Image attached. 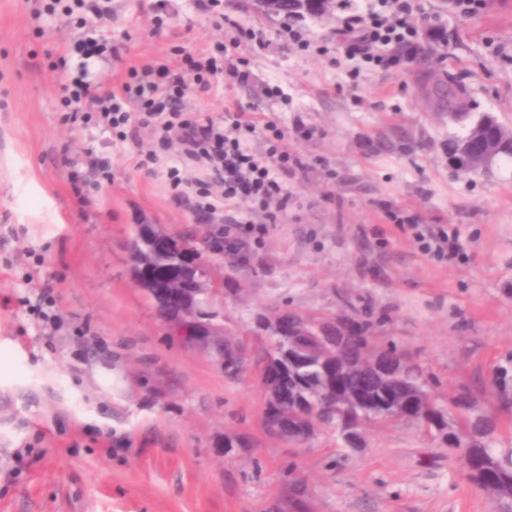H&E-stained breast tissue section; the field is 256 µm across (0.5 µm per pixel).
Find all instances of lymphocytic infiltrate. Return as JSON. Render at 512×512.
I'll return each mask as SVG.
<instances>
[{
  "label": "lymphocytic infiltrate",
  "mask_w": 512,
  "mask_h": 512,
  "mask_svg": "<svg viewBox=\"0 0 512 512\" xmlns=\"http://www.w3.org/2000/svg\"><path fill=\"white\" fill-rule=\"evenodd\" d=\"M380 2V8L367 14L344 17L338 34L349 55L384 69L399 61L386 53V46L414 54L418 29L411 21V0ZM65 14L75 17L81 31L58 67L67 121L80 130H103L121 142L137 141L141 132H148L155 148L134 154V169L151 174L165 168L173 193L193 194L204 215L222 213L236 200L247 199L263 216L262 223L251 225V232L262 234L268 225L281 222L288 209L286 179L304 167L289 149L285 131L273 122L255 121L240 105L220 117L189 107L191 97L209 91L218 74L248 83L245 42L233 38L216 43L187 55L182 68L153 62L133 65L123 79L106 87L94 82L91 67L104 56L119 54L102 35L112 19L111 0H73ZM255 137L263 140V150L251 147ZM173 146L179 155L169 165L165 153Z\"/></svg>",
  "instance_id": "f902f5d3"
}]
</instances>
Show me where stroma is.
Wrapping results in <instances>:
<instances>
[{
	"label": "stroma",
	"instance_id": "1",
	"mask_svg": "<svg viewBox=\"0 0 512 512\" xmlns=\"http://www.w3.org/2000/svg\"><path fill=\"white\" fill-rule=\"evenodd\" d=\"M435 65L377 71L336 45L337 14L287 19L256 0H224L253 37L251 80L225 81L190 106L213 116L241 104L289 131L305 171L288 178V210L244 238L224 294V325L251 349L258 315L279 309L370 318L372 344H395L438 384L473 389L512 447V164L466 175L448 155V119L429 110L430 75L461 89L472 112L512 127V0L474 16L452 0H413ZM34 0H0V512H495L447 448L419 425L335 429L291 443L267 435L255 368L225 377L170 339L130 274L137 220L215 234L193 196L164 172L133 170L138 142L109 141L63 119L54 65L78 33L35 19ZM303 42L289 41V29ZM106 33L127 65L182 61L228 38L197 6L112 0ZM273 87L277 96L268 97ZM108 156L74 187L66 158ZM443 228L458 256L439 260L420 236ZM245 435L247 446L225 451Z\"/></svg>",
	"mask_w": 512,
	"mask_h": 512
}]
</instances>
